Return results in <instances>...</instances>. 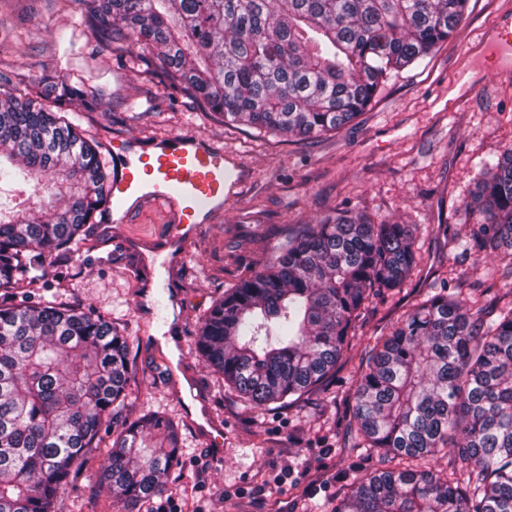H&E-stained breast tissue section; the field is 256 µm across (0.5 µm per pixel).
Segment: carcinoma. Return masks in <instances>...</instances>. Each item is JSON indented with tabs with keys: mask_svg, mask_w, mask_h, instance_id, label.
Instances as JSON below:
<instances>
[{
	"mask_svg": "<svg viewBox=\"0 0 512 512\" xmlns=\"http://www.w3.org/2000/svg\"><path fill=\"white\" fill-rule=\"evenodd\" d=\"M99 35L136 38L129 62L156 57L226 124L259 136L335 132L377 90L457 30L468 0H86ZM55 100L85 96L66 81ZM76 113L0 90V184L23 174L63 210L0 204V512H58L60 490L97 455L106 512H153L180 464L179 426L130 419L136 365L117 325L61 294L31 300L48 258L76 252L108 203L109 169ZM475 223L447 240L500 254L512 280V150L484 164L466 203ZM421 259L410 224L340 212L288 236L224 292L198 328V357L247 408H289L330 389L377 296ZM494 313L443 283L380 334L352 387L357 447L380 467L354 474L330 512H512V287ZM458 461L431 463L448 447Z\"/></svg>",
	"mask_w": 512,
	"mask_h": 512,
	"instance_id": "cac0c4a2",
	"label": "carcinoma"
}]
</instances>
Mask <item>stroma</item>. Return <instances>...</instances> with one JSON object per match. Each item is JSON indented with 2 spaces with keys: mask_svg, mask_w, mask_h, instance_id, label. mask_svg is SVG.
Segmentation results:
<instances>
[{
  "mask_svg": "<svg viewBox=\"0 0 512 512\" xmlns=\"http://www.w3.org/2000/svg\"><path fill=\"white\" fill-rule=\"evenodd\" d=\"M512 0H469L456 35L425 60L381 85L352 124L312 140L263 137L227 125L201 100L169 85L157 59L131 69L123 48L104 41L84 0H0V82L36 86L67 80L99 95L81 126L99 145L195 132L221 143L248 170L217 223L175 260L167 208L144 205L124 224H100L68 260H47L40 294L64 290L76 305L124 328L136 361L131 413L162 412L178 423L183 457L174 488L182 512H324L352 470L376 460L353 452L348 428L352 380L376 337L442 279L464 291L489 290L490 254L451 253L446 235H466L463 203L482 162L512 147V75L487 58L460 67L467 47ZM352 210L414 225L419 273L401 292L374 299L366 325L345 352L336 392L288 409H247L195 354V336L214 299L268 261L301 225ZM167 284L166 296L157 293ZM164 309H157V301ZM222 427L224 456L204 432ZM208 466L198 486V463ZM103 460L86 463L60 493V512H92Z\"/></svg>",
  "mask_w": 512,
  "mask_h": 512,
  "instance_id": "stroma-1",
  "label": "stroma"
}]
</instances>
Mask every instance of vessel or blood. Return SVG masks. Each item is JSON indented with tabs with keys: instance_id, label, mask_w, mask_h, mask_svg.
Segmentation results:
<instances>
[{
	"instance_id": "1",
	"label": "vessel or blood",
	"mask_w": 512,
	"mask_h": 512,
	"mask_svg": "<svg viewBox=\"0 0 512 512\" xmlns=\"http://www.w3.org/2000/svg\"><path fill=\"white\" fill-rule=\"evenodd\" d=\"M500 56L512 60V15L498 17L483 42ZM111 176L107 189L109 203L102 209V223H121L130 211L128 198L139 203L165 204L177 227L189 228L214 222L224 213L229 189L246 179L237 159L222 147L186 132L156 140L141 149L126 139L107 145Z\"/></svg>"
}]
</instances>
